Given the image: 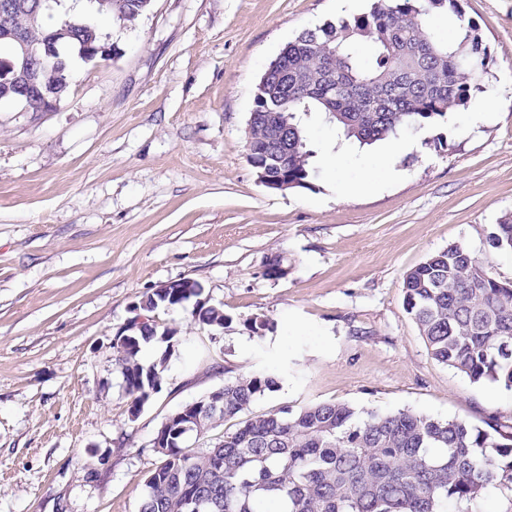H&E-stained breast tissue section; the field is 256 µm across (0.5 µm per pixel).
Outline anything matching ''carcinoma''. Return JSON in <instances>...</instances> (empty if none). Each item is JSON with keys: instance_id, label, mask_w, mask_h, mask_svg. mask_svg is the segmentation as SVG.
Returning <instances> with one entry per match:
<instances>
[{"instance_id": "obj_1", "label": "carcinoma", "mask_w": 512, "mask_h": 512, "mask_svg": "<svg viewBox=\"0 0 512 512\" xmlns=\"http://www.w3.org/2000/svg\"><path fill=\"white\" fill-rule=\"evenodd\" d=\"M99 15L135 23L149 0H89ZM21 21L32 44L64 28L73 37L59 44L65 64L40 65L38 86L55 100L69 88L71 56L88 49L103 55L108 37L91 21L73 20L64 0H28ZM449 10L459 20L452 41L424 18ZM369 41L367 61L356 54ZM267 74L263 96L251 114L256 163L309 186L312 151L297 114L318 112L347 140L363 145L396 138L468 106L481 89L487 47L459 0H373L370 9L328 21L297 35ZM281 134L285 152L268 156L267 141ZM489 246L512 253V217L499 221ZM404 306L431 357L473 383L512 392V281L492 276L461 244L430 254L403 279ZM194 322L224 329V306L192 308ZM177 329L152 322L112 339L115 363L130 404L143 408L162 389L167 357L146 364L145 345L170 343ZM276 378L262 373L224 380V420L235 430L203 448L188 440L218 426L204 413L183 436L171 414L164 427L173 448H155L159 465L145 477L138 512H442L450 500L470 501L489 486L512 481V430L496 420L481 428L459 419H438L409 410L358 411L328 401L297 410L253 415L250 408Z\"/></svg>"}]
</instances>
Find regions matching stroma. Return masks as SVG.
<instances>
[{"label":"stroma","mask_w":512,"mask_h":512,"mask_svg":"<svg viewBox=\"0 0 512 512\" xmlns=\"http://www.w3.org/2000/svg\"><path fill=\"white\" fill-rule=\"evenodd\" d=\"M460 4L488 48L482 90L400 135L395 181L385 143L358 148L316 114L302 117L310 146L339 163L308 187H265L247 155L265 68L366 0H152L132 28L98 18L114 52L73 59L53 110L0 103V512H137L164 419L242 373L278 380L256 415L340 401L512 424V393L432 359L403 305L406 272L452 243L512 279V255L488 245L512 216V0ZM488 99L500 110L484 120ZM274 253L279 281L263 274ZM184 278L223 305L224 328L157 309L179 334L144 348L167 355L165 381L129 421L112 338Z\"/></svg>","instance_id":"35a3bbf8"}]
</instances>
